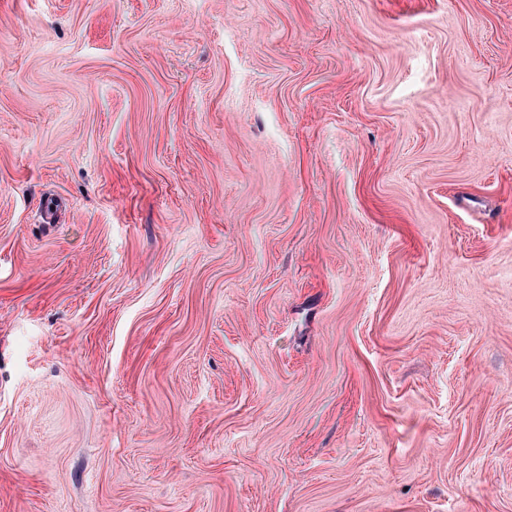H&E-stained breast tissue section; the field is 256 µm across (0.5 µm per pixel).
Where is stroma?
Segmentation results:
<instances>
[{"label":"stroma","mask_w":512,"mask_h":512,"mask_svg":"<svg viewBox=\"0 0 512 512\" xmlns=\"http://www.w3.org/2000/svg\"><path fill=\"white\" fill-rule=\"evenodd\" d=\"M0 512H512V0H0Z\"/></svg>","instance_id":"stroma-1"}]
</instances>
